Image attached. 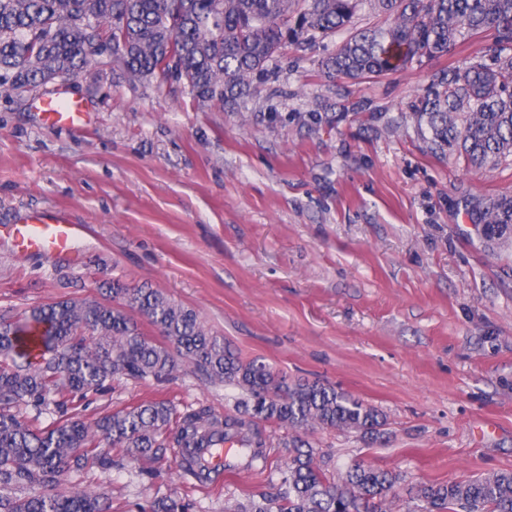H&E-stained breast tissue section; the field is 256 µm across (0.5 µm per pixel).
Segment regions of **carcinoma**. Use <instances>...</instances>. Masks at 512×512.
I'll return each mask as SVG.
<instances>
[{
    "label": "carcinoma",
    "instance_id": "obj_1",
    "mask_svg": "<svg viewBox=\"0 0 512 512\" xmlns=\"http://www.w3.org/2000/svg\"><path fill=\"white\" fill-rule=\"evenodd\" d=\"M368 4L392 23L357 30L325 61L328 76L376 77L465 46L485 29L495 36L477 60L433 80L414 115L435 149L456 150L482 166L512 154V0H0V97L83 71L112 48L131 80L159 72L184 82L199 102H228L236 88L290 46L347 29ZM485 238H512V197L481 212ZM112 303L71 297L0 316V512H105L100 497L59 493L56 485L88 461L112 468L118 446L137 461L179 448V466L209 479L197 451L236 439L242 465L263 471L267 444L254 431L275 423L293 449L274 497L250 498L225 512H387L397 476L355 464L328 480L327 459L300 433L315 427L377 435L382 414L319 381L288 380L212 335L196 312L149 287L110 286ZM135 311L163 338L146 336ZM184 360L212 382L240 391L237 414L204 408L178 413L141 403L90 426L75 403L108 391L112 378L161 379ZM35 412L24 416L20 408ZM50 422L37 427L45 414ZM412 512H512V471L411 488Z\"/></svg>",
    "mask_w": 512,
    "mask_h": 512
}]
</instances>
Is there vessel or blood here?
<instances>
[{"label":"vessel or blood","instance_id":"vessel-or-blood-1","mask_svg":"<svg viewBox=\"0 0 512 512\" xmlns=\"http://www.w3.org/2000/svg\"><path fill=\"white\" fill-rule=\"evenodd\" d=\"M47 123L75 126L81 124L85 113L82 102L71 98L64 89L45 95L38 102ZM17 247L38 252H67L73 250L81 228L70 223L61 211H36L27 215L22 224L10 232Z\"/></svg>","mask_w":512,"mask_h":512}]
</instances>
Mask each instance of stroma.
Masks as SVG:
<instances>
[{
    "mask_svg": "<svg viewBox=\"0 0 512 512\" xmlns=\"http://www.w3.org/2000/svg\"><path fill=\"white\" fill-rule=\"evenodd\" d=\"M346 32L286 52L251 94L198 104L160 74L129 80L102 57L64 79L89 113L53 126L46 87L0 98V313L71 296L108 303L106 282L148 285L192 308L214 335L288 378L320 380L383 414L379 439L314 429L330 475L364 463L409 486L512 470V244L475 230L481 208L512 196V156L484 167L434 150L413 106L463 49L380 77L331 80L321 63ZM64 211L84 233L71 252L16 249L9 226ZM238 391L182 364L162 381L117 377L80 408L86 423L144 402L234 412ZM65 474L60 489L102 493L109 512H188L271 496L288 451L264 472L210 488L168 449Z\"/></svg>",
    "mask_w": 512,
    "mask_h": 512,
    "instance_id": "1",
    "label": "stroma"
}]
</instances>
